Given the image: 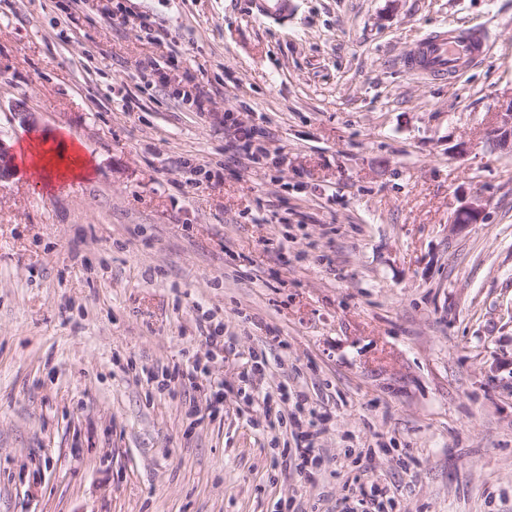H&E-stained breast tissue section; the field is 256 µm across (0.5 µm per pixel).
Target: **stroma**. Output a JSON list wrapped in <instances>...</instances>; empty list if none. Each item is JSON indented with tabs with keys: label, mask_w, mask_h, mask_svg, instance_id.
I'll use <instances>...</instances> for the list:
<instances>
[{
	"label": "stroma",
	"mask_w": 512,
	"mask_h": 512,
	"mask_svg": "<svg viewBox=\"0 0 512 512\" xmlns=\"http://www.w3.org/2000/svg\"><path fill=\"white\" fill-rule=\"evenodd\" d=\"M289 4L0 0V512H512V0ZM483 47V39L476 33L462 32L450 39L448 33H438L423 41L405 63L422 74L446 78L475 64ZM500 114L501 126L495 130V145L501 151L512 153V98ZM48 153H50L49 156L45 154L40 158L45 162L43 168L49 172H53L55 169L58 177L65 176L67 173L76 175L77 171L82 174L88 168V161L82 157L80 148L74 143L68 146L65 142H60L57 148L51 149ZM65 159L67 160L66 165L60 167L58 161Z\"/></svg>",
	"instance_id": "obj_1"
}]
</instances>
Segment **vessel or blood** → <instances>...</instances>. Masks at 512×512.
Returning <instances> with one entry per match:
<instances>
[{
    "label": "vessel or blood",
    "instance_id": "1",
    "mask_svg": "<svg viewBox=\"0 0 512 512\" xmlns=\"http://www.w3.org/2000/svg\"><path fill=\"white\" fill-rule=\"evenodd\" d=\"M483 47L482 37L475 33L464 32L455 38L440 33L423 41L406 64L422 74L445 78L475 64Z\"/></svg>",
    "mask_w": 512,
    "mask_h": 512
}]
</instances>
